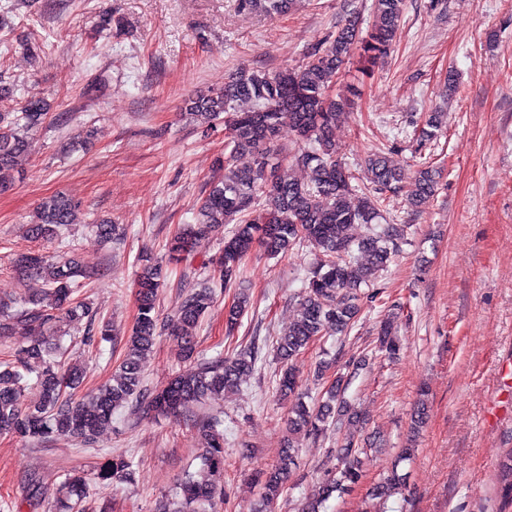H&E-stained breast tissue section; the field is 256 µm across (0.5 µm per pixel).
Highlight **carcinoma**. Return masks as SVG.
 I'll return each mask as SVG.
<instances>
[{
  "mask_svg": "<svg viewBox=\"0 0 512 512\" xmlns=\"http://www.w3.org/2000/svg\"><path fill=\"white\" fill-rule=\"evenodd\" d=\"M237 2L242 10H260L272 16L292 11L296 0ZM402 14L403 0H374L371 27L363 28L362 19L351 13L326 45L315 49L300 66L275 73L242 72L225 82L223 89L198 95L186 104L189 118L204 129L224 118L230 150L224 155V178L211 185L197 206L194 223L170 240L169 259L178 261L190 254L199 238L232 220L237 224L211 260L225 289L232 286L242 259L256 246L271 256L296 247L310 246L315 251L314 261L304 269L297 318L272 343L281 364L277 392L284 401L297 398L288 413L289 433L305 438L327 432L341 436L335 469L324 475L301 512H323L334 494L345 493L361 480L359 444L365 417L346 397L348 382L341 374L321 399L303 401L298 397L293 361L320 337L345 335L351 330L360 311L361 288L387 267L405 242L403 225L390 221L381 202L402 195L408 206L419 212L438 190V171L432 163L420 161L413 182L406 185L400 167L381 152L365 160L370 185L352 183L354 175L342 162L334 135L337 117L351 99L333 95V84L355 53L365 74L388 57ZM241 100L250 101L252 107L237 109ZM46 114V103L32 99L11 116L0 114V192L14 186L18 160L32 152L29 131L41 124ZM285 123L297 136L291 151L279 143ZM445 126L444 113H431L417 129L418 149L436 141ZM290 162L309 169L310 179L301 182L285 177L282 169ZM74 213L75 205L68 197H49L39 204L27 233L36 240L61 239L67 226L74 223ZM353 224L366 225L368 235L353 241L347 234ZM356 251L361 257L354 256ZM14 271L24 279L38 281L40 288L24 297L16 310L13 301H0V336H13L20 327L32 338L16 349V361L0 363V435L17 434L37 443L69 439L91 444L112 424L113 415L126 406L176 415L197 404L224 399L253 373L264 347L255 337L230 356L204 359L196 369L175 374L163 389L144 401L142 361L162 333L156 302L163 286L162 268L146 264L137 278L138 316L121 362L110 379L78 396L73 390L81 386L83 373L58 360L54 343L58 323L84 324L88 341L107 335L108 325L95 322L96 315L89 307L73 297L82 276L77 262L56 261L37 252L17 259ZM214 293V287L206 284L192 289L171 319L169 329L180 336L187 358L197 354L196 329L211 307ZM250 307L248 295L234 297L225 313L228 331L241 324ZM378 349L388 358L401 349L393 315L382 322ZM31 385L39 388L40 400L27 405L24 396ZM427 418L428 405L422 392L411 415L413 434L419 433ZM221 425L222 421L212 416L194 421L207 444L201 467L181 480L178 498L156 504L157 512L215 509L217 489L211 476L224 468ZM415 452L410 444L399 449L395 466L370 490L371 499L386 500L403 489L405 475L398 471V465L412 460ZM298 454L299 448L290 438L279 449L275 463L258 472L261 492L254 512H269L270 505L288 491L290 476L298 467ZM134 477V462L125 455L107 459L94 473V480L101 484L129 483ZM497 479L503 500L500 512H506L505 507L512 506V448L499 459ZM61 493L59 508L70 509L72 503L87 497L89 482L81 475L70 476Z\"/></svg>",
  "mask_w": 512,
  "mask_h": 512,
  "instance_id": "obj_1",
  "label": "carcinoma"
}]
</instances>
